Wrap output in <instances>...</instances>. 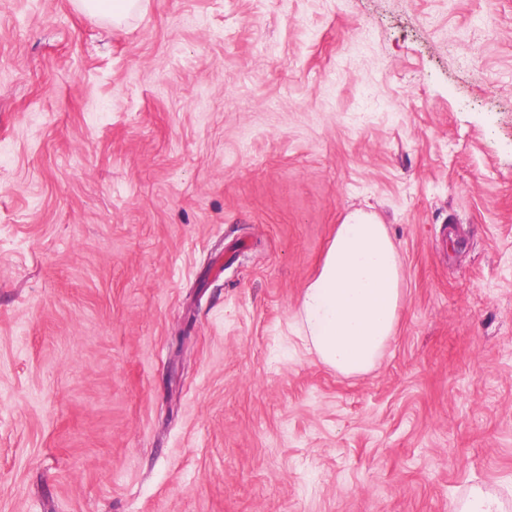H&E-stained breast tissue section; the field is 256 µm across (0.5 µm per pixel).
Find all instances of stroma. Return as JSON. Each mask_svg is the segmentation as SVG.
Returning <instances> with one entry per match:
<instances>
[{"mask_svg":"<svg viewBox=\"0 0 512 512\" xmlns=\"http://www.w3.org/2000/svg\"><path fill=\"white\" fill-rule=\"evenodd\" d=\"M379 366L297 335L346 215ZM512 512V0H0V512ZM140 0H77L78 8L88 14L110 17L112 25L120 27L121 22L133 11L139 9ZM404 278L386 224L363 212L338 224L297 305L299 332L317 361L344 376L373 371L395 335ZM461 512H500L501 503L499 499L490 494L484 492H476L468 499Z\"/></svg>","mask_w":512,"mask_h":512,"instance_id":"1","label":"stroma"}]
</instances>
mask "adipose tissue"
<instances>
[{
    "label": "adipose tissue",
    "instance_id": "obj_1",
    "mask_svg": "<svg viewBox=\"0 0 512 512\" xmlns=\"http://www.w3.org/2000/svg\"><path fill=\"white\" fill-rule=\"evenodd\" d=\"M404 278L385 224L354 212L337 225L297 305L299 332L317 361L344 376L373 371L396 332Z\"/></svg>",
    "mask_w": 512,
    "mask_h": 512
}]
</instances>
